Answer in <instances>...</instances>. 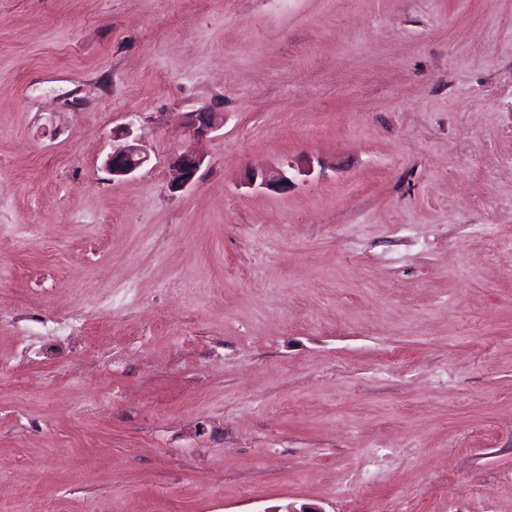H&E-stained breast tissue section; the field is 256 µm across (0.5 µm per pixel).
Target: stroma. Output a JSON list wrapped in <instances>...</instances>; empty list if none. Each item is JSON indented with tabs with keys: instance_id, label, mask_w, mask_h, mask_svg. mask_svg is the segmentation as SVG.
I'll list each match as a JSON object with an SVG mask.
<instances>
[{
	"instance_id": "stroma-1",
	"label": "stroma",
	"mask_w": 512,
	"mask_h": 512,
	"mask_svg": "<svg viewBox=\"0 0 512 512\" xmlns=\"http://www.w3.org/2000/svg\"><path fill=\"white\" fill-rule=\"evenodd\" d=\"M0 471V512H512V0H0ZM186 119V128L189 135L203 137L223 124L224 115L221 112H214L209 107H204L198 112H188ZM148 158L146 149L137 139H132L112 151L105 162V169L112 175V180H118L141 168ZM204 160L191 150L175 155L172 160V184L182 188L192 183L199 173Z\"/></svg>"
}]
</instances>
